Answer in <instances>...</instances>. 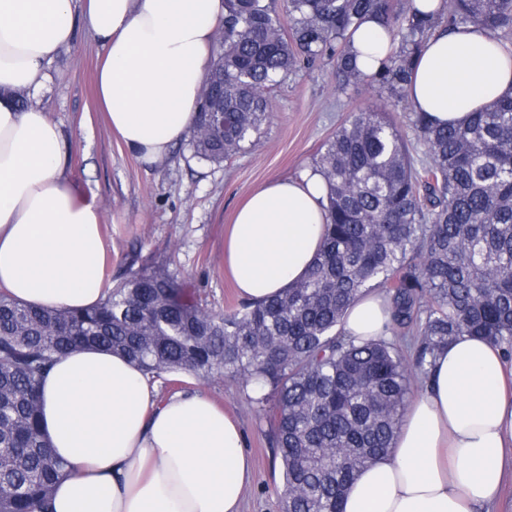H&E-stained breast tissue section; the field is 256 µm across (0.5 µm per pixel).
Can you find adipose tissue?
<instances>
[{
	"label": "adipose tissue",
	"instance_id": "1",
	"mask_svg": "<svg viewBox=\"0 0 512 512\" xmlns=\"http://www.w3.org/2000/svg\"><path fill=\"white\" fill-rule=\"evenodd\" d=\"M224 0H0V288L20 302L83 310L104 298L101 214L65 174L62 132L40 107L49 64L78 30L104 49L97 91L108 123L145 166L187 138L212 65ZM376 20L351 49L375 70L391 51ZM512 93V55L480 27L440 29L426 41L408 94L434 123L458 124ZM325 189L314 170L276 179L237 210L224 264L248 300L301 280L320 248ZM387 303L372 293L348 310L343 331L379 338ZM43 435L71 474L54 512H242L251 461L239 423L201 393L160 398L126 358L83 347L40 386ZM512 469V364L492 343L460 336L436 354L391 452L363 470L344 512H484Z\"/></svg>",
	"mask_w": 512,
	"mask_h": 512
}]
</instances>
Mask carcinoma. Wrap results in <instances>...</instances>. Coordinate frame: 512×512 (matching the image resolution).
<instances>
[{
  "instance_id": "1",
  "label": "carcinoma",
  "mask_w": 512,
  "mask_h": 512,
  "mask_svg": "<svg viewBox=\"0 0 512 512\" xmlns=\"http://www.w3.org/2000/svg\"><path fill=\"white\" fill-rule=\"evenodd\" d=\"M224 0V44L212 77L224 127L200 112L194 155L221 164L251 147L267 95L298 67L328 58L337 87L365 78L388 98L407 92L439 26L473 24L512 43V0H448L441 17L415 0ZM376 19L392 52L360 72L351 38ZM411 153L378 109L351 113L316 163L328 193L322 246L306 276L269 300L216 313L152 260L82 312L36 309L0 292V512H53L63 462L41 432L39 383L68 351L98 346L150 381L192 373L240 384L269 425L281 460L282 512H344L359 473L392 447L413 381L457 336L512 362V96L452 127L413 112ZM378 292L400 342L357 344L348 308Z\"/></svg>"
}]
</instances>
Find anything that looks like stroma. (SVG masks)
<instances>
[{"instance_id": "obj_1", "label": "stroma", "mask_w": 512, "mask_h": 512, "mask_svg": "<svg viewBox=\"0 0 512 512\" xmlns=\"http://www.w3.org/2000/svg\"><path fill=\"white\" fill-rule=\"evenodd\" d=\"M102 57L91 36L79 32L75 45L50 63L53 80L40 101L63 132L69 180L83 201L102 212L103 275L118 281L152 259L216 312L242 301L224 271V236L248 194L315 167L327 141L352 112L386 109L406 141L414 139L410 99L390 105L368 80L338 90L334 63L324 59L288 75L274 89L272 117L245 153L213 165L195 157L183 141L165 164L147 168L112 133L99 108L95 77ZM194 391L209 395L240 423L253 462L243 512H280V460L265 418L230 380L184 374L179 384L158 385L163 398Z\"/></svg>"}]
</instances>
